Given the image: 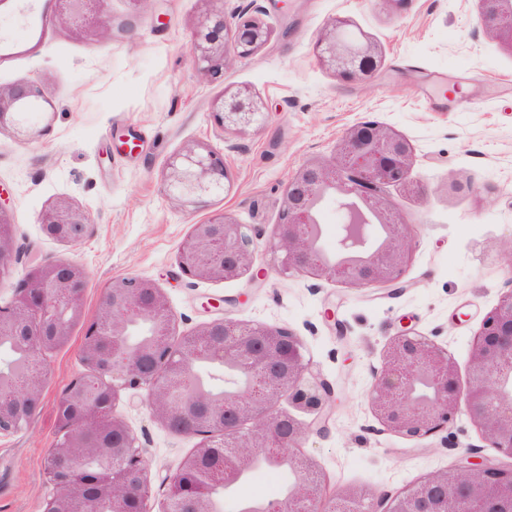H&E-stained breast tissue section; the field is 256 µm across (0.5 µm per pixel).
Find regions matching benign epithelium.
<instances>
[{"instance_id":"benign-epithelium-1","label":"benign epithelium","mask_w":512,"mask_h":512,"mask_svg":"<svg viewBox=\"0 0 512 512\" xmlns=\"http://www.w3.org/2000/svg\"><path fill=\"white\" fill-rule=\"evenodd\" d=\"M53 17L74 36L105 40L112 32L111 0H49ZM206 8L191 33L187 54L191 67L210 80L224 77L227 49L247 58L264 46L271 31L262 21L239 18L230 25L224 0H203ZM478 24L497 32L512 47V0H476ZM348 23L331 22L319 35L315 50L322 67L342 81H368L381 63L377 45L367 38H346ZM44 99L42 88L22 81L0 87V126L34 102ZM224 132L234 133L266 121L264 102L247 88H238L211 105ZM413 146L401 133L376 121L346 129L328 160L302 165L288 180L279 222L270 241L284 252L276 269L280 275H311L338 281L350 288L385 284L405 287L403 267L414 230L393 219L395 204L387 187L410 183ZM230 190L224 155L200 144H189L166 163L164 191L183 207H202ZM332 198L346 217L345 231L330 253L321 248L318 213ZM50 238L76 246L91 233L86 211L67 202L39 215ZM250 225L229 211L212 214L192 225L178 248V268L197 279L224 280L243 275L251 264ZM20 259L15 247L9 210L0 204V279ZM88 272L77 261L31 266L15 290L14 299L0 307V343L23 349L11 373H0V437L29 425L42 404L48 369L46 353L67 343L72 327L85 324L81 362L86 372L76 377L58 402L59 437L44 461V474L55 493L42 512H102L100 500L86 492L85 466L96 469V482L109 505L108 512H150V468L125 421L114 408L120 391L146 387L154 418L171 430L203 438L196 452L168 476L167 512H184V501L195 512H212L206 486L180 481L211 449H221L224 485L236 483L258 456L272 453L288 466L296 482L283 499L265 512H493L500 501L512 502V466L465 454L447 470L427 476L395 493L358 495L338 492L326 496L315 465L294 453L305 429L276 408L283 397L317 411L315 424L326 428L325 405L335 395L331 382L317 375L313 390L303 362L302 344L287 328L250 326L231 318L217 319L184 336L177 344L151 340L114 344L128 335L129 317L144 313L159 318L165 335H178L177 318L169 307L159 310L161 288L148 279L112 280L101 298L97 315L87 320L83 296ZM221 336L224 365L234 368L240 382L212 395L194 378L199 348ZM512 287L500 294L475 334L469 379L459 383L453 359L425 338L402 329L390 342L384 363L373 373L368 396L383 430L427 438L463 414L479 429L486 445L512 458ZM426 392L418 391L420 385ZM290 426L288 437L279 424ZM120 433L124 444L103 449L99 437Z\"/></svg>"}]
</instances>
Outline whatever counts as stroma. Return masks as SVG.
Listing matches in <instances>:
<instances>
[{
    "label": "stroma",
    "mask_w": 512,
    "mask_h": 512,
    "mask_svg": "<svg viewBox=\"0 0 512 512\" xmlns=\"http://www.w3.org/2000/svg\"><path fill=\"white\" fill-rule=\"evenodd\" d=\"M271 30L254 55H228L224 78L192 70L186 47L203 0H148L131 14L112 0V37L78 39L53 24L48 0L26 20L0 16V85L42 83L50 112L0 125V199L23 255L0 283V306L32 263L73 259L89 274L83 305L93 318L110 280L138 276L163 288L180 333L226 316L286 327L304 360L336 388L326 430L288 398L277 407L308 427L300 452L328 492H396L450 467L465 452L512 464L487 447L466 416L426 439L382 430L368 404L372 370L402 329L448 352L467 381L474 334L512 277V49L478 25L475 0H259ZM381 52L376 78L343 82L321 67L314 46L336 17ZM250 87L266 103L263 125L224 133L210 107L224 91ZM374 120L414 148L415 185L389 187L401 222L416 230L397 295L275 271L282 254L269 231L289 177L330 158L344 129ZM137 146L118 147L120 135ZM198 143L224 156L231 190L211 205L182 208L163 191L167 159ZM61 199L89 215L80 245L47 237L39 213ZM226 209L256 231L250 277L211 281L180 275L177 251L192 224ZM83 325L47 356L49 376L33 422L0 439V512H40L52 492L43 459L58 438L57 404L84 368ZM146 388L123 391L115 412L134 433L151 473L150 507L165 512V478L199 444L164 427Z\"/></svg>",
    "instance_id": "stroma-1"
}]
</instances>
